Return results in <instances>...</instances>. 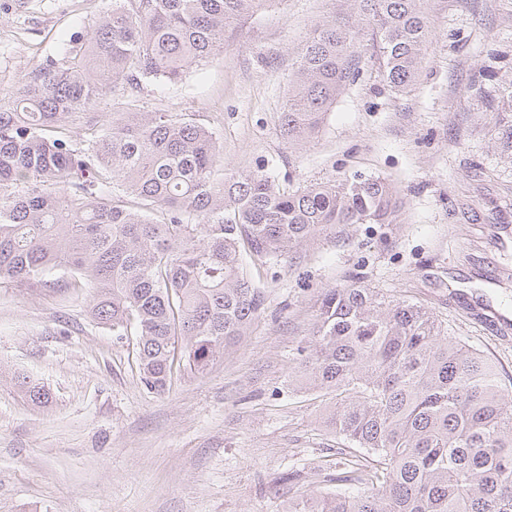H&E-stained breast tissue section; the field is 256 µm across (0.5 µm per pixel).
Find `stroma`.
Listing matches in <instances>:
<instances>
[{
    "mask_svg": "<svg viewBox=\"0 0 512 512\" xmlns=\"http://www.w3.org/2000/svg\"><path fill=\"white\" fill-rule=\"evenodd\" d=\"M104 0H0V105L71 38L93 37ZM431 35L419 75L398 93L369 62L312 138L280 131L294 57L332 0H267L175 84L119 81L75 114L169 112L214 130L224 171L264 170L296 191L345 179L386 182L390 224L320 231L287 259L248 265L267 301L206 374L144 386L137 336L113 335L69 273L0 283V512H283L289 496L333 493L334 394L295 382L317 295L357 283L430 310L450 341L478 350L512 391V152L486 115L512 85V0H425ZM500 55L478 82L485 50ZM49 390L27 401L19 377ZM347 456L372 465L363 448Z\"/></svg>",
    "mask_w": 512,
    "mask_h": 512,
    "instance_id": "stroma-1",
    "label": "stroma"
}]
</instances>
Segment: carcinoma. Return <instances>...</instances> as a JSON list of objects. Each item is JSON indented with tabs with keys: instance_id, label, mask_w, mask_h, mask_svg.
<instances>
[{
	"instance_id": "carcinoma-1",
	"label": "carcinoma",
	"mask_w": 512,
	"mask_h": 512,
	"mask_svg": "<svg viewBox=\"0 0 512 512\" xmlns=\"http://www.w3.org/2000/svg\"><path fill=\"white\" fill-rule=\"evenodd\" d=\"M265 2L110 0L89 41L66 44L0 106V282L69 271L70 287L92 289L95 320L115 336L136 328L142 380L159 392L177 361L206 372L263 309L243 255L277 262L319 230L389 224L397 208L380 179L290 193L261 170L226 177L217 133L169 112L106 118L78 142L62 131L118 79L178 82ZM338 2L297 51L281 125L290 144L318 132L362 58L397 92L418 76L424 0ZM488 116L512 151V113ZM299 355L296 382L336 393L332 431L382 471L340 461L336 481L374 489L290 497L285 512H512V396L426 308L327 289ZM20 387L34 404L51 399Z\"/></svg>"
}]
</instances>
